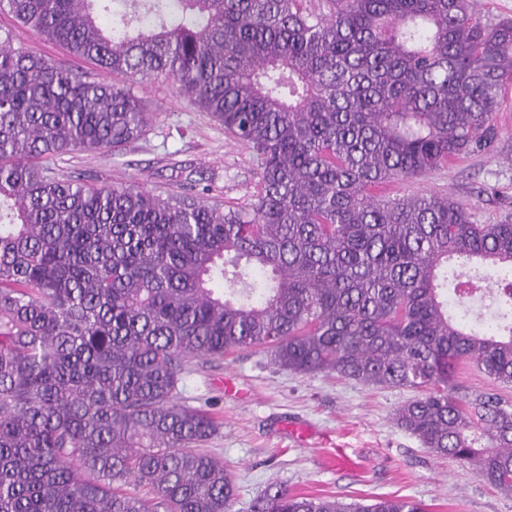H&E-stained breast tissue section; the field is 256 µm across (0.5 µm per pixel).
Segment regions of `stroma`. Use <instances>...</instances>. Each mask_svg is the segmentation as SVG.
Returning a JSON list of instances; mask_svg holds the SVG:
<instances>
[{
  "mask_svg": "<svg viewBox=\"0 0 512 512\" xmlns=\"http://www.w3.org/2000/svg\"><path fill=\"white\" fill-rule=\"evenodd\" d=\"M0 29L14 31L16 43L54 64L113 80L93 61L73 58L63 46L17 27L8 13H0ZM137 93L149 114L140 139L113 155L68 154L55 167L89 185L133 181L161 194L194 195L204 182L223 202L251 199L258 175L250 151L180 97L173 79L144 80ZM494 124L493 152L392 184V192H437L469 201L477 224L512 221V94ZM180 390L183 403L208 409L221 423L207 448L235 476L233 512H250L252 501L274 485L345 502L412 498L427 512H512V493L484 483L465 463L432 454L396 426L394 414L414 390L376 388L327 373L296 374L262 348L192 360Z\"/></svg>",
  "mask_w": 512,
  "mask_h": 512,
  "instance_id": "1",
  "label": "stroma"
}]
</instances>
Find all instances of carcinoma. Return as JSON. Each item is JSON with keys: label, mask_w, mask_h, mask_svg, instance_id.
<instances>
[{"label": "carcinoma", "mask_w": 512, "mask_h": 512, "mask_svg": "<svg viewBox=\"0 0 512 512\" xmlns=\"http://www.w3.org/2000/svg\"><path fill=\"white\" fill-rule=\"evenodd\" d=\"M121 75L105 84L0 35V512H231L218 429L179 401L187 363L255 346L297 374L423 389L395 423L512 492V401L455 396L471 361L512 384V280L464 322L512 223L391 197L490 149L512 84V18L471 0H0V12ZM112 15V26L99 22ZM164 75L252 154L253 201L93 186L48 160L142 136ZM453 293L456 302L448 299ZM462 312H457V309ZM250 512H422L281 486Z\"/></svg>", "instance_id": "1"}]
</instances>
